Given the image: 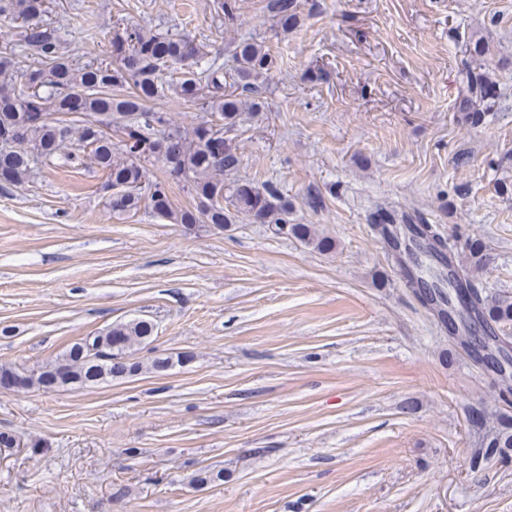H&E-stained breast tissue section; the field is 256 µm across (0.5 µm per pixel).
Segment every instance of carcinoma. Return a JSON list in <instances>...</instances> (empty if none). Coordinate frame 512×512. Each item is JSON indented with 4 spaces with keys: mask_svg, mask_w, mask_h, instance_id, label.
<instances>
[{
    "mask_svg": "<svg viewBox=\"0 0 512 512\" xmlns=\"http://www.w3.org/2000/svg\"><path fill=\"white\" fill-rule=\"evenodd\" d=\"M298 0H268L276 24L286 30L298 19ZM47 0H0V20L15 25L31 64L16 75L13 58L0 54V129L12 132L0 145V177L9 185L23 183L39 165L72 163L66 151L77 140L119 189L111 199L112 213L130 215L147 201L159 218L174 224H213L225 229L239 217L266 224L277 235L291 236L323 252L336 247L314 224H293L288 198L270 181L240 178L242 159L234 138L243 111L258 112L263 103L257 80L274 64L270 47L254 38L239 40L236 67L207 60L200 48L180 35L146 34L114 23L113 53L118 64L92 61L83 65L64 55L58 30L43 19ZM215 15L230 23L239 14V0H214ZM489 46L470 42L471 63L465 78L462 120L475 125L493 107L492 83L483 72ZM173 91L182 100L211 116L185 128L174 124L153 103ZM49 103L57 118L46 117ZM120 133L112 141L108 129ZM160 160L164 176L149 178L148 164ZM182 186L195 205L176 209L170 187ZM374 230L397 258L405 281L422 305L433 310L442 326L448 311L460 318L455 329L460 342L486 363H495L499 334L512 326V298L488 295L480 274L489 263L486 245L466 242L465 259L455 261V244L415 215L377 210ZM155 325L133 319L109 326L74 343L56 361L29 375L0 368V386L52 389L123 379L144 371L161 373L174 366L171 357L147 362L135 359L150 342ZM480 450L476 466L492 456H512V419L481 415Z\"/></svg>",
    "mask_w": 512,
    "mask_h": 512,
    "instance_id": "carcinoma-1",
    "label": "carcinoma"
}]
</instances>
